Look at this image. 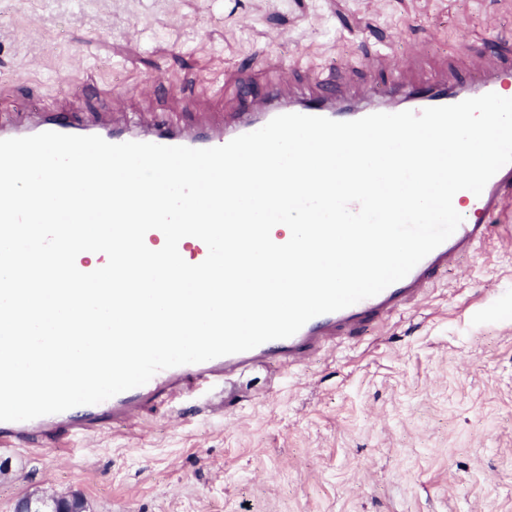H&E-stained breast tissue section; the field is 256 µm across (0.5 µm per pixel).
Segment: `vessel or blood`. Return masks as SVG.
<instances>
[{"label": "vessel or blood", "mask_w": 512, "mask_h": 512, "mask_svg": "<svg viewBox=\"0 0 512 512\" xmlns=\"http://www.w3.org/2000/svg\"><path fill=\"white\" fill-rule=\"evenodd\" d=\"M275 89L265 95H241L236 111L206 126H178L158 118L147 127L133 129L112 122L107 112L96 119L84 117L75 107L56 110L29 106L19 112L0 113V139L26 137L46 131L70 135H97L111 143L150 142L166 146L211 148L256 131L280 114L299 113L335 121H352L373 113L418 112L427 107L445 106L489 92L502 93L512 85V55L501 54L483 71H450L407 82L400 68H393L385 82L371 83L360 92L347 93L335 84L330 73L312 75L308 95L289 99L287 70H280ZM512 195V164L503 166L486 184L481 195H469L463 221L440 246L420 261L402 280L376 296L345 309L316 316L295 335L265 342L256 348L222 356L198 364L181 365L156 373L139 387L122 392L95 405L24 422H0V455H11L21 448L39 447L40 436H48L54 451L67 454L76 433L96 431L101 422L112 427L131 426L134 419L156 401L181 396L191 386L213 387L224 379L256 366L287 368L327 350L339 339H357L381 326L388 317L425 294L445 276L459 259L492 235L512 234V209L505 199Z\"/></svg>", "instance_id": "vessel-or-blood-1"}]
</instances>
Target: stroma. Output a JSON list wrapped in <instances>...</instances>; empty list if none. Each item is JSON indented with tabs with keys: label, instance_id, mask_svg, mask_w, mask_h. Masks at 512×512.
<instances>
[{
	"label": "stroma",
	"instance_id": "35a3bbf8",
	"mask_svg": "<svg viewBox=\"0 0 512 512\" xmlns=\"http://www.w3.org/2000/svg\"><path fill=\"white\" fill-rule=\"evenodd\" d=\"M495 43L512 47V0H0V109L61 106L80 85L116 122L196 125L283 67L297 95L324 66L355 88L397 63L412 80L483 69ZM44 491L91 512H512V238L301 365L251 368L66 456L0 455V512Z\"/></svg>",
	"mask_w": 512,
	"mask_h": 512
}]
</instances>
